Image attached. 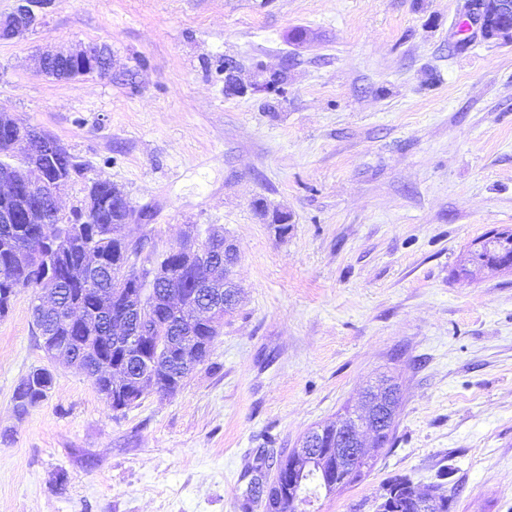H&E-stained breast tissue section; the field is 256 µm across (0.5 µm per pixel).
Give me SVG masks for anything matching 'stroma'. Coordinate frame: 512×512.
Returning <instances> with one entry per match:
<instances>
[{
  "mask_svg": "<svg viewBox=\"0 0 512 512\" xmlns=\"http://www.w3.org/2000/svg\"><path fill=\"white\" fill-rule=\"evenodd\" d=\"M465 0H53L0 42V113L58 138L135 213L140 261L223 229L237 308L172 396L113 412L49 362L16 294L0 317V512H240L258 449L288 451L400 388L393 446L311 512H375L387 478L512 512V268L474 271L512 230V43L459 46ZM107 45L112 72L41 75L48 47ZM282 72L279 90L227 80ZM286 210V237L254 205ZM53 386L20 417L16 386ZM64 489H57L58 477ZM54 376L48 367H38L29 372L15 388L13 403L19 416L43 402L52 388Z\"/></svg>",
  "mask_w": 512,
  "mask_h": 512,
  "instance_id": "obj_1",
  "label": "stroma"
}]
</instances>
